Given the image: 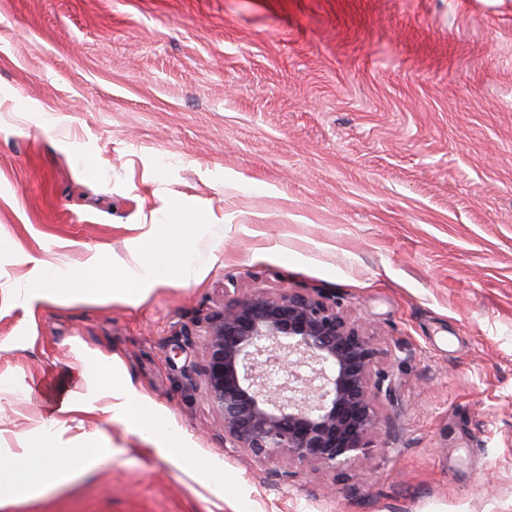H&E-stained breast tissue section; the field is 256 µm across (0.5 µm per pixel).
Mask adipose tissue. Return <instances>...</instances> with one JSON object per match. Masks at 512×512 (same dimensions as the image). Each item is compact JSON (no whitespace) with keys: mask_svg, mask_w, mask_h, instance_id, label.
Returning <instances> with one entry per match:
<instances>
[{"mask_svg":"<svg viewBox=\"0 0 512 512\" xmlns=\"http://www.w3.org/2000/svg\"><path fill=\"white\" fill-rule=\"evenodd\" d=\"M146 249L148 264L142 273H123L99 257L69 273L66 289L55 288L53 280L44 277L39 279L37 288L31 289L30 295L33 300L50 303L78 302L91 295L127 300L169 279L194 276L195 270L187 262L166 257L164 240L148 243ZM105 460V454L97 448H43L11 461L0 459V498L29 493L48 480L69 481L101 466Z\"/></svg>","mask_w":512,"mask_h":512,"instance_id":"1","label":"adipose tissue"}]
</instances>
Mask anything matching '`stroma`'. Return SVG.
Wrapping results in <instances>:
<instances>
[{"mask_svg": "<svg viewBox=\"0 0 512 512\" xmlns=\"http://www.w3.org/2000/svg\"><path fill=\"white\" fill-rule=\"evenodd\" d=\"M160 234L199 278L26 296ZM228 288L395 350L376 455L278 484L225 447L171 356ZM50 445L112 461L0 512H512V0H0V457ZM98 380L97 388L100 391L119 395L122 398L121 403L116 409L117 414L125 419L136 420L140 418L142 404L141 396L135 391L123 385L119 379H114L111 373L96 371Z\"/></svg>", "mask_w": 512, "mask_h": 512, "instance_id": "1", "label": "stroma"}]
</instances>
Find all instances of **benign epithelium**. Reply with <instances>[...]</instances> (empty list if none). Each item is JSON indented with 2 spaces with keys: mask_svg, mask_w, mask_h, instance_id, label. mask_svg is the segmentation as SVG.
<instances>
[{
  "mask_svg": "<svg viewBox=\"0 0 512 512\" xmlns=\"http://www.w3.org/2000/svg\"><path fill=\"white\" fill-rule=\"evenodd\" d=\"M206 360L184 366L200 374L224 427V447L262 462L286 483L292 465L343 470L375 448L377 401L393 397L398 380L382 367L386 353L315 289L283 295L233 296L206 317ZM286 377L272 388L268 369Z\"/></svg>",
  "mask_w": 512,
  "mask_h": 512,
  "instance_id": "benign-epithelium-1",
  "label": "benign epithelium"
}]
</instances>
